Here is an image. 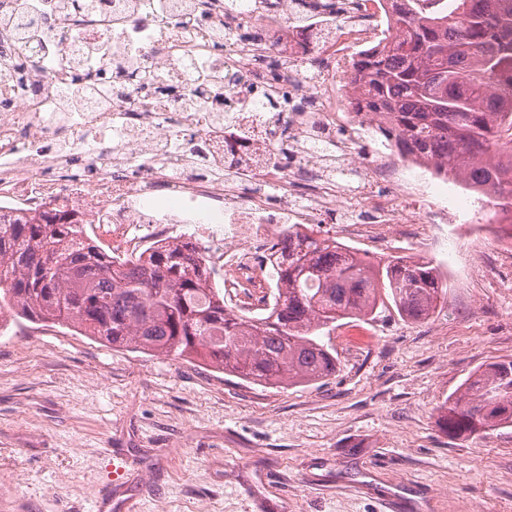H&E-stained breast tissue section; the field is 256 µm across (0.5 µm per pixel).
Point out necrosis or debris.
<instances>
[{
	"label": "necrosis or debris",
	"mask_w": 512,
	"mask_h": 512,
	"mask_svg": "<svg viewBox=\"0 0 512 512\" xmlns=\"http://www.w3.org/2000/svg\"><path fill=\"white\" fill-rule=\"evenodd\" d=\"M0 215L50 207L105 224L113 246L197 238L229 300L267 308L264 271L283 224L343 216L348 233L459 221L411 209L420 175L391 149L346 193L327 147L350 152L357 48L384 42L372 0H0ZM258 30L255 38L245 29Z\"/></svg>",
	"instance_id": "4bbe7bcc"
}]
</instances>
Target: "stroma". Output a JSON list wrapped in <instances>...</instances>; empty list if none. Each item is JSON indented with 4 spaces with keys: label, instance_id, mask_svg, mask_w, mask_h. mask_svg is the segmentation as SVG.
Returning <instances> with one entry per match:
<instances>
[{
    "label": "stroma",
    "instance_id": "stroma-1",
    "mask_svg": "<svg viewBox=\"0 0 512 512\" xmlns=\"http://www.w3.org/2000/svg\"><path fill=\"white\" fill-rule=\"evenodd\" d=\"M448 239L338 236L428 261L448 301L337 321L336 372L270 388L197 361L0 318V512H512V427L463 441L437 409L512 358V255L476 193Z\"/></svg>",
    "mask_w": 512,
    "mask_h": 512
}]
</instances>
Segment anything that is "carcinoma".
I'll use <instances>...</instances> for the list:
<instances>
[{
	"mask_svg": "<svg viewBox=\"0 0 512 512\" xmlns=\"http://www.w3.org/2000/svg\"><path fill=\"white\" fill-rule=\"evenodd\" d=\"M392 0L395 35L352 61L358 112L404 155L512 205V0ZM76 211L0 215V314L74 330L114 348L199 359L264 387L308 385L336 372L320 333L392 301L407 319L430 316L446 285L428 262L365 260L353 248L288 226L270 264L278 291L260 320L236 314L211 285L195 244L112 256ZM448 436L512 427V360L476 369L442 404Z\"/></svg>",
	"mask_w": 512,
	"mask_h": 512,
	"instance_id": "obj_1",
	"label": "carcinoma"
}]
</instances>
